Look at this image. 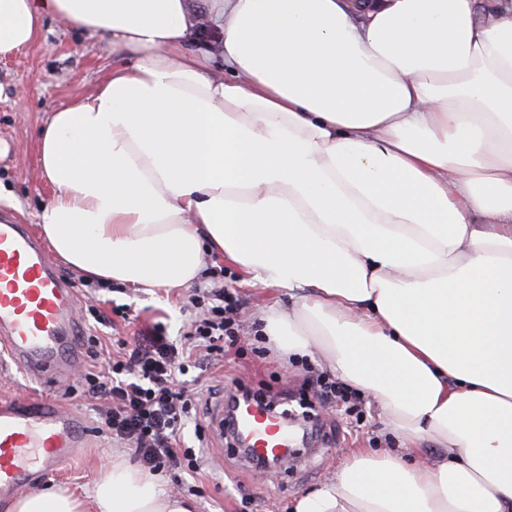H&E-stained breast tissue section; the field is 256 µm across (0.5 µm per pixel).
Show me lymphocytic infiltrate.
Segmentation results:
<instances>
[{"label": "lymphocytic infiltrate", "instance_id": "f902f5d3", "mask_svg": "<svg viewBox=\"0 0 512 512\" xmlns=\"http://www.w3.org/2000/svg\"><path fill=\"white\" fill-rule=\"evenodd\" d=\"M209 277V286L194 289L189 297L193 316L183 343H174L161 323L151 324L105 367L89 365L70 390L93 402L102 431L126 444L156 475L199 468L206 430L194 419L195 389L188 373L199 359L229 353L241 331L238 300L224 289L223 272L210 270ZM189 424L197 441L193 448L184 440Z\"/></svg>", "mask_w": 512, "mask_h": 512}]
</instances>
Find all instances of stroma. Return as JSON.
I'll use <instances>...</instances> for the list:
<instances>
[{
  "mask_svg": "<svg viewBox=\"0 0 512 512\" xmlns=\"http://www.w3.org/2000/svg\"><path fill=\"white\" fill-rule=\"evenodd\" d=\"M111 66L112 53L100 37L54 20L45 21L34 42L0 58V143L8 147L0 154V207L14 209L22 223L39 224L41 209L52 194L39 167V128L50 112L63 108L73 97L92 93ZM223 267L225 288L243 304L242 352L220 363H202V390L196 406V417L201 422L208 419L210 397L235 395L241 386L263 393L275 405L300 400L307 393L301 363L283 359L272 342H264L258 352L250 346L264 312L291 307L293 299L288 289L247 283L233 265ZM92 304L111 318L112 329L103 331L94 321L85 319L80 331L101 337L107 353L112 351L114 339H133L139 329L156 322L163 323L173 339L183 338L191 313L186 293L159 290L151 294L117 284L99 291L96 298H80L78 309L86 311ZM124 304L130 306L131 318H124L120 310ZM80 374V367H73L58 391L61 403L82 416L90 440L87 448L46 482L86 494L110 469L114 458L130 463L134 457L124 445L97 433L96 414L87 401L69 396L68 389L77 385ZM294 431L295 445L300 450L296 465L284 464L262 475L239 448L228 444L221 449H205L208 463L193 479L198 489L193 498L195 512H292L300 495L324 488L357 449L379 451L403 445L367 395L362 398L360 418L330 408L299 421ZM246 494L251 497L247 507L241 504Z\"/></svg>",
  "mask_w": 512,
  "mask_h": 512,
  "instance_id": "stroma-1",
  "label": "stroma"
}]
</instances>
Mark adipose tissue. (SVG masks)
<instances>
[{"instance_id":"obj_1","label":"adipose tissue","mask_w":512,"mask_h":512,"mask_svg":"<svg viewBox=\"0 0 512 512\" xmlns=\"http://www.w3.org/2000/svg\"><path fill=\"white\" fill-rule=\"evenodd\" d=\"M492 10L386 0L358 26L345 0H0V56L49 17L114 55L39 130L58 257L151 293L212 254L299 290L264 335L321 351L402 438L294 512H512V7ZM193 507L119 458L89 497L9 512Z\"/></svg>"}]
</instances>
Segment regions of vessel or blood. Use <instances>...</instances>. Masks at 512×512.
<instances>
[{
	"label": "vessel or blood",
	"instance_id": "obj_1",
	"mask_svg": "<svg viewBox=\"0 0 512 512\" xmlns=\"http://www.w3.org/2000/svg\"><path fill=\"white\" fill-rule=\"evenodd\" d=\"M78 328L76 288L31 228L1 210L0 351L29 381L49 383L78 363ZM234 428L247 439L250 459L293 453L286 419L269 410L237 408ZM87 444L81 418L64 410L55 393L0 401V497L52 476Z\"/></svg>",
	"mask_w": 512,
	"mask_h": 512
}]
</instances>
